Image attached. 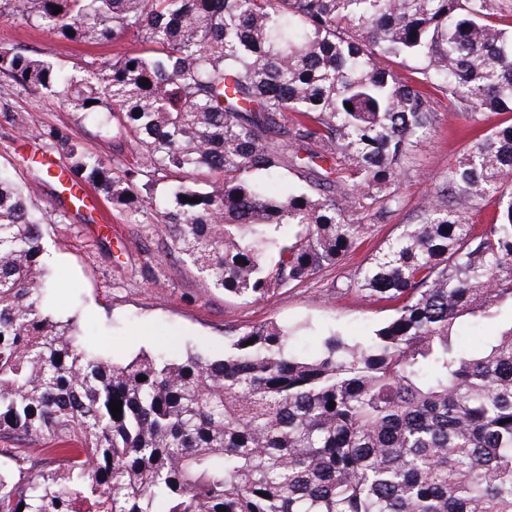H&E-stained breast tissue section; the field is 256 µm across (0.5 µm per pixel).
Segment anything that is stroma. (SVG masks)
<instances>
[{
  "mask_svg": "<svg viewBox=\"0 0 512 512\" xmlns=\"http://www.w3.org/2000/svg\"><path fill=\"white\" fill-rule=\"evenodd\" d=\"M136 46L130 35L113 44L87 47L61 40L37 23L0 16V47L69 65L89 57L108 63ZM0 98L15 117L11 123L0 118V171L18 186L34 189L30 207L45 223L54 309L61 317H76L84 340L117 358L142 349L153 353L186 348L219 356L225 331L272 317L293 329L291 345L301 354L314 352L332 331L351 342L365 340L390 311L385 303L351 287L350 279L402 225L416 222L435 184L469 144L464 114L441 104L436 130L417 152L415 170L401 186L398 203L384 218L366 217L368 229L361 245L312 280L247 304L219 291H203L196 270L169 253V232L151 209L133 219L101 198L93 206L77 208L57 183H37L32 161L53 162L58 170L65 166L64 157L49 146L53 129L102 158L122 165L136 162L133 148L115 138L98 118L71 111L60 98L2 77Z\"/></svg>",
  "mask_w": 512,
  "mask_h": 512,
  "instance_id": "obj_1",
  "label": "stroma"
}]
</instances>
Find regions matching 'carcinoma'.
Masks as SVG:
<instances>
[{
  "instance_id": "1",
  "label": "carcinoma",
  "mask_w": 512,
  "mask_h": 512,
  "mask_svg": "<svg viewBox=\"0 0 512 512\" xmlns=\"http://www.w3.org/2000/svg\"><path fill=\"white\" fill-rule=\"evenodd\" d=\"M5 13L86 46L136 35L70 71L0 48V77L114 122L139 164L51 130L65 171L131 214L154 207L202 287L246 303L356 247L353 214L398 201L436 97L473 135L353 280L390 316L309 356L276 320L230 331L219 358L122 362L84 343L47 308L43 225L0 176V442L36 448H0V512H512V0H0ZM156 173L178 179L165 197ZM482 320L496 335L463 344Z\"/></svg>"
}]
</instances>
